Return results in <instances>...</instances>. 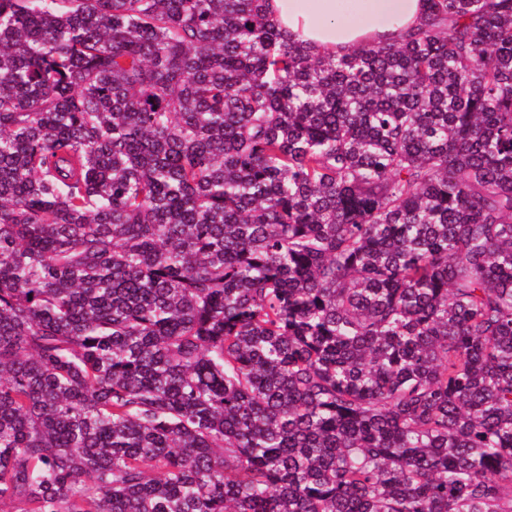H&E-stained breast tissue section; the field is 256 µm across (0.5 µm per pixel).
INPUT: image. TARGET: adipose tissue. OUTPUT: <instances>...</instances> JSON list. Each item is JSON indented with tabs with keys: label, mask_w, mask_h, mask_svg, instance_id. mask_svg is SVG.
Segmentation results:
<instances>
[{
	"label": "adipose tissue",
	"mask_w": 512,
	"mask_h": 512,
	"mask_svg": "<svg viewBox=\"0 0 512 512\" xmlns=\"http://www.w3.org/2000/svg\"><path fill=\"white\" fill-rule=\"evenodd\" d=\"M427 0H267L281 31L318 54L389 42L416 28Z\"/></svg>",
	"instance_id": "ef3b65f1"
}]
</instances>
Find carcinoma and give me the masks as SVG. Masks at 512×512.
Here are the masks:
<instances>
[{
    "instance_id": "carcinoma-1",
    "label": "carcinoma",
    "mask_w": 512,
    "mask_h": 512,
    "mask_svg": "<svg viewBox=\"0 0 512 512\" xmlns=\"http://www.w3.org/2000/svg\"><path fill=\"white\" fill-rule=\"evenodd\" d=\"M266 2L0 0L9 512H512V0ZM426 0H268L267 13L281 31L318 54L390 42L416 28Z\"/></svg>"
}]
</instances>
